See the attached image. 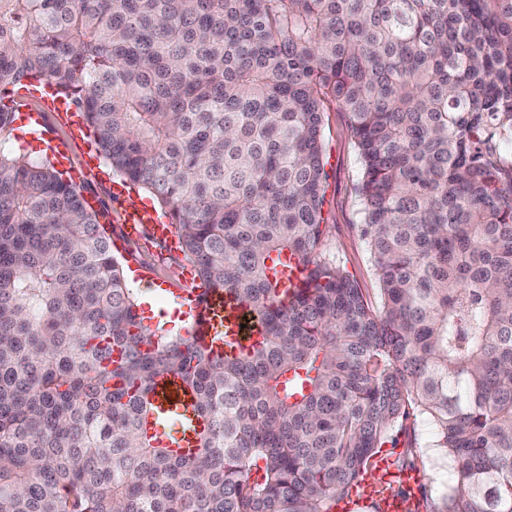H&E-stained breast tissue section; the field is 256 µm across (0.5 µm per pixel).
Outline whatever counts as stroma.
Here are the masks:
<instances>
[{
  "label": "stroma",
  "instance_id": "stroma-1",
  "mask_svg": "<svg viewBox=\"0 0 512 512\" xmlns=\"http://www.w3.org/2000/svg\"><path fill=\"white\" fill-rule=\"evenodd\" d=\"M4 103H16L25 111L43 115L41 131L14 130L11 143L33 157H44L46 145L69 144L60 169L82 186L84 196L103 211L102 221L112 237L114 255L128 266L134 277L128 282L134 295H151L159 309L177 306V299L168 289L178 283L190 263L182 252L169 249L149 232L135 238L126 237L123 213L136 204H152V197L135 186L127 187L121 197H114L111 186L119 176L107 163L98 169L87 166L89 149L71 146V125L58 121L56 113L45 111V96L38 91L13 89L0 97ZM323 151L325 158L326 196L323 206L325 233L323 255L339 265L355 280L372 302H379V283L373 256L362 235V215L357 187L362 176L360 158L349 127V117L336 102H326L323 113ZM384 453L397 467L422 473L420 485L406 488L395 486L394 492L409 496L416 502L414 512H431L448 494L454 480L449 459L432 442V427L419 417H410L404 424L392 428L384 439Z\"/></svg>",
  "mask_w": 512,
  "mask_h": 512
}]
</instances>
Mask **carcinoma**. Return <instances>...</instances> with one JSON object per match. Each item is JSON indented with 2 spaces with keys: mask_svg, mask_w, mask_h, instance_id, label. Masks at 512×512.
<instances>
[{
  "mask_svg": "<svg viewBox=\"0 0 512 512\" xmlns=\"http://www.w3.org/2000/svg\"><path fill=\"white\" fill-rule=\"evenodd\" d=\"M28 82L264 336L156 334L76 183L0 139V512H332L411 408L453 462L437 512H512V0H0V91ZM329 99L378 308L318 256ZM192 399L191 391L177 377L168 376L156 382L155 404L165 414L182 412Z\"/></svg>",
  "mask_w": 512,
  "mask_h": 512,
  "instance_id": "cac0c4a2",
  "label": "carcinoma"
}]
</instances>
